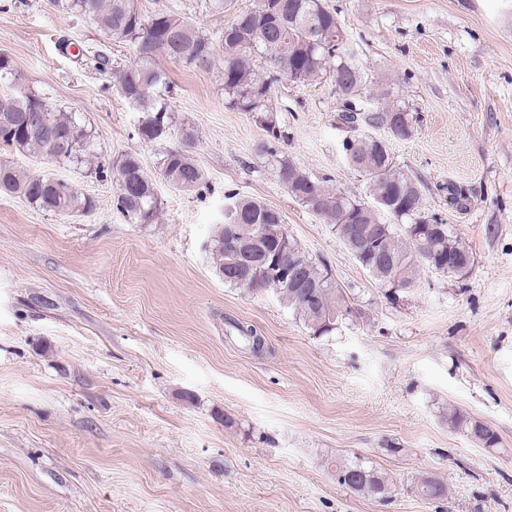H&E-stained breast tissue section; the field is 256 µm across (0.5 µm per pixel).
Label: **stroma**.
I'll return each instance as SVG.
<instances>
[{"mask_svg":"<svg viewBox=\"0 0 512 512\" xmlns=\"http://www.w3.org/2000/svg\"><path fill=\"white\" fill-rule=\"evenodd\" d=\"M327 3L372 94L413 116L410 138L378 137L475 257L465 278L422 271L395 304L265 168L254 151L265 133L225 109L220 67L157 57L178 124L145 143L114 78L60 48L127 66L132 45L51 0H0V54L20 76L0 99L32 89L76 113L102 161L139 155L160 201L155 223H128L113 179L0 145V161L95 202L66 217L0 195V512H512V0ZM254 4L137 0L142 16L174 11L214 36ZM272 104L283 151L372 205L345 159L335 85L285 80ZM183 123L199 133V192L161 172ZM232 194L282 213L347 289L352 319L319 337L273 293L224 283L210 246ZM232 319L263 336L260 352L228 335ZM454 408L489 425L497 447L451 427ZM356 455L391 475L390 502L337 484L334 461ZM428 475L448 483L442 506L412 490Z\"/></svg>","mask_w":512,"mask_h":512,"instance_id":"obj_1","label":"stroma"}]
</instances>
